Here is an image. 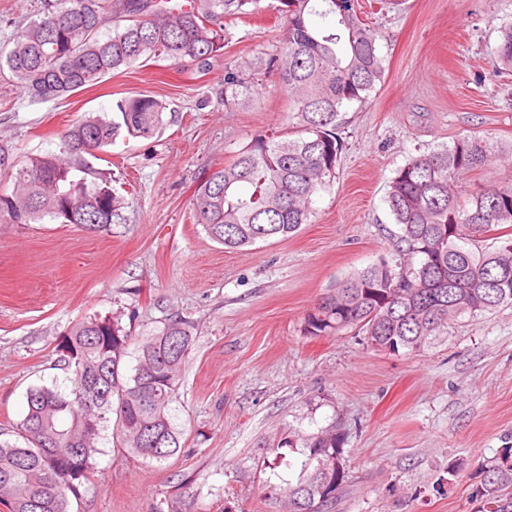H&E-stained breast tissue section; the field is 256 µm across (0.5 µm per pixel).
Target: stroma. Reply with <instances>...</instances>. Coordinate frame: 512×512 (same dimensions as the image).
I'll list each match as a JSON object with an SVG mask.
<instances>
[{"mask_svg":"<svg viewBox=\"0 0 512 512\" xmlns=\"http://www.w3.org/2000/svg\"><path fill=\"white\" fill-rule=\"evenodd\" d=\"M386 58V79L349 106L336 179L311 223L241 249L196 224L193 193L254 136L288 125V95L269 61L275 14L227 28L204 70L136 65L55 101L20 93L0 73V142L19 158L64 155L63 136L140 94L166 104L149 139L118 137L81 168L122 197L100 232L0 217V435L23 418L36 385L71 386L57 345L89 318H120L141 336L168 319L195 344L172 413L182 432L164 462L105 446L70 512H280L301 455L272 443L335 424L348 480L334 512H477L478 463L512 443V307L448 323L419 352L366 348L358 337L306 336L305 315L337 282L387 253L398 227L387 184L413 156L475 135L512 149V72L492 76L512 0H358ZM255 69L244 106L215 98L224 66Z\"/></svg>","mask_w":512,"mask_h":512,"instance_id":"obj_1","label":"stroma"}]
</instances>
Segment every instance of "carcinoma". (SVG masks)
<instances>
[{"mask_svg":"<svg viewBox=\"0 0 512 512\" xmlns=\"http://www.w3.org/2000/svg\"><path fill=\"white\" fill-rule=\"evenodd\" d=\"M273 12L285 32L276 64L288 93V128L259 134L214 169L194 192L197 223L228 249L288 238L312 216L317 193L336 178L343 141L341 114L366 102L386 77L377 33L355 0H48L0 47L6 70L23 94L42 101L70 96L121 69L165 59L204 69L224 51L226 21ZM331 18L325 25L311 17ZM493 70L512 71V30L503 33ZM253 78L225 66L224 107L250 99ZM165 104L140 94L115 105L112 117L85 116L65 134L80 158L124 134L149 139L164 126ZM492 159L472 135L413 156L387 185L385 203L401 234L390 255L344 278L304 318L306 336L355 332L393 354L418 352L459 316L512 306V237L491 251L463 246L512 224V183L462 198L456 179ZM0 216L13 224L48 217L99 230L119 217L121 198L106 184L70 178L56 155L19 159L0 144ZM117 319L75 324L61 341L71 387L37 386L16 439L0 440V503L8 512H70L96 465L103 432L116 421V443L132 458L164 462L180 448L171 404L193 345L188 323L174 318L140 337ZM304 460L288 484L283 512H333L347 480L342 436L330 425L290 437ZM475 497L480 512H512V446L481 463Z\"/></svg>","mask_w":512,"mask_h":512,"instance_id":"obj_1","label":"carcinoma"}]
</instances>
